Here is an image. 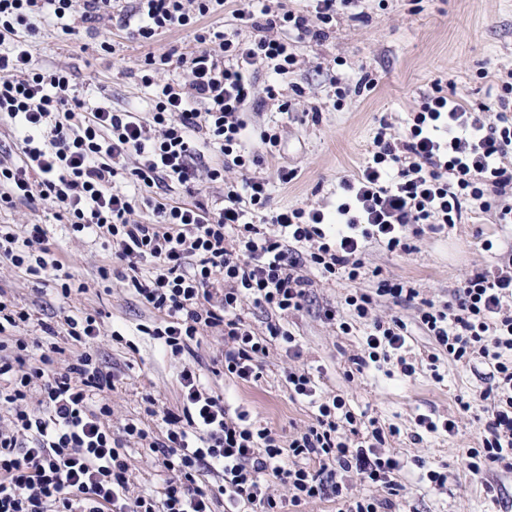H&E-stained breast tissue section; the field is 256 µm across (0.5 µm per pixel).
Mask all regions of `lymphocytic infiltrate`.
Listing matches in <instances>:
<instances>
[{"mask_svg": "<svg viewBox=\"0 0 512 512\" xmlns=\"http://www.w3.org/2000/svg\"><path fill=\"white\" fill-rule=\"evenodd\" d=\"M73 2L0 0V112L14 120L24 154L19 164L0 161V206L37 195L66 214L73 232L116 243L115 256L130 271L129 289L161 315L152 334L171 355L190 352L204 331L220 327L225 373L258 381L273 343H285L292 357L300 352L280 324L268 323L265 334L256 335L242 317L244 304L279 316L301 311L311 285L303 267L357 281L365 273L368 242L411 252V238L455 226L472 204L490 209V196L512 186V84L503 85L498 110L480 116L437 81L407 131L396 135L380 123L365 166L340 180L334 234L324 231L321 209L270 211L269 182L258 168L264 157L275 156L280 137L261 131V148L252 150L244 115L261 92L280 111L288 102L275 86L257 91L250 69L262 65L288 74L296 55L284 32L321 39L354 0H311L308 15L266 7L238 11L250 30L246 37L205 24L225 0H134L128 19L137 39L149 43L163 32L188 29L199 46L188 56L147 59L150 72L142 80L153 90V108L146 119L106 107L82 117L84 104L65 70L32 68L28 41L38 34L35 17L64 18ZM171 66L186 73L185 83L155 79L156 71ZM211 147L231 159L241 181L224 182L220 166L196 169V158ZM131 156L139 159L132 168L125 164ZM123 174L144 188L220 180L223 204L211 209L201 202L141 200L113 190ZM143 206L152 210L145 222L135 217ZM0 258L37 277L64 267L38 224L22 243L10 233L1 236ZM144 262L149 272H141ZM419 295L411 281L382 276L374 294L346 297L370 326L354 364L362 370L393 360L412 375L415 367L402 354L406 323L376 315L374 300L419 302L420 323L437 347L454 362L479 360L492 368L491 383L479 394L492 401V414L480 447L467 451L468 471L477 475L494 463L512 469V259L467 274L443 307ZM15 347V356H5L0 341V406L11 411L9 425L0 427V512H213L219 499L225 512H277L281 486L294 506L333 495L343 502L340 512H394L402 465L384 451L383 428L363 429L342 397L318 394L305 370L288 369L285 380L315 414L289 442L208 394L189 363L179 375L181 411L160 412L153 397L143 399L146 415L162 416L164 435L129 422L119 439L108 424L107 401L117 378L100 368L92 351L60 370L56 346L41 348L32 360L24 340ZM35 384L41 397L33 408L28 399ZM127 437L146 442L168 471L160 496L131 494ZM210 474L218 477L217 487L203 483ZM349 479L387 489L390 497L349 494Z\"/></svg>", "mask_w": 512, "mask_h": 512, "instance_id": "lymphocytic-infiltrate-1", "label": "lymphocytic infiltrate"}]
</instances>
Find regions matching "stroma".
<instances>
[{
    "mask_svg": "<svg viewBox=\"0 0 512 512\" xmlns=\"http://www.w3.org/2000/svg\"><path fill=\"white\" fill-rule=\"evenodd\" d=\"M37 25L40 32L29 43L33 67L66 70L89 110L103 106L147 116L151 90L141 80L146 57L198 48L187 30L141 42L129 33L122 13L89 18L83 0H76L67 21L47 16ZM291 47L298 63L287 75L272 76L261 65L253 69L257 88L276 83L290 104L282 113L276 102L259 99L248 114L253 132L272 129L280 135L279 158L265 161L259 172L270 183L271 208L311 206L329 213L336 208L340 179L356 174L366 161L380 121L403 131L435 80L450 83L467 107L496 106L502 82L512 79V0H356L323 40L295 41ZM366 73L374 88H358ZM337 79L348 89L340 107L334 104ZM283 166L296 170L297 178L281 183ZM114 187L170 204L200 201L212 207L224 196L222 184L207 182L195 193L176 184L141 190L120 177ZM29 224L43 225L52 251L64 260L73 292L63 297L61 280H40L0 260V289L31 315L14 329V337L43 339L40 324L51 323L63 368L82 351L66 332L65 316L95 314L100 334L92 346L98 363L118 376L108 396L114 435L138 418L145 396L154 397L159 408L180 410L179 374L186 359L164 351L148 335L161 316L128 289L127 265L113 258L111 243L74 235L67 217L40 199L0 209V228L20 235ZM511 245L512 223H497L493 210L476 208L461 224L426 233L412 252L395 253L375 243L368 252L371 266L410 280L440 307L463 274L495 269L507 260ZM306 275L311 281L307 306L283 320L300 357H288L284 344L272 345L262 360L261 379L242 382L224 373L220 330L206 331L194 347L206 392L286 441L312 420L307 401L294 396L284 379L286 368H303L321 395L341 396L356 415L376 419L382 428L398 427L386 446L403 464L399 499L407 512H512V470L492 464L475 476L464 467L465 452L479 447L489 414L485 403L474 401L466 411L459 400L489 385L488 365L453 362L427 335L413 306L383 302L378 314L398 315L407 325L404 355L416 372L407 377L386 365L354 373L352 360L362 352L367 325L354 318L344 299L355 291L372 292L376 280L368 276L352 283L314 268ZM327 307L338 310L339 321L324 319ZM343 321L350 323L349 332L340 329ZM422 416L454 420V434L424 431L417 424ZM128 446L132 493L160 494L167 471L151 462L142 443L132 439ZM432 470L447 472L443 486L428 480Z\"/></svg>",
    "mask_w": 512,
    "mask_h": 512,
    "instance_id": "stroma-1",
    "label": "stroma"
}]
</instances>
